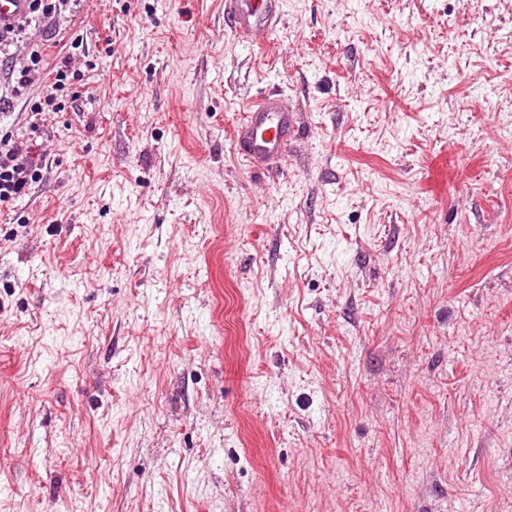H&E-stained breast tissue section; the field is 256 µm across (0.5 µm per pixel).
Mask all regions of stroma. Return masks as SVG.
Wrapping results in <instances>:
<instances>
[{"label": "stroma", "instance_id": "35a3bbf8", "mask_svg": "<svg viewBox=\"0 0 512 512\" xmlns=\"http://www.w3.org/2000/svg\"><path fill=\"white\" fill-rule=\"evenodd\" d=\"M0 211V512H512V0H83ZM278 94L301 135L238 154ZM279 0H225L224 19L245 41L268 39L280 21ZM299 134L297 113L276 93L254 102L235 130L234 140L243 159L254 170H265ZM41 144L11 131L0 135V209L9 208L37 180L45 161Z\"/></svg>", "mask_w": 512, "mask_h": 512}]
</instances>
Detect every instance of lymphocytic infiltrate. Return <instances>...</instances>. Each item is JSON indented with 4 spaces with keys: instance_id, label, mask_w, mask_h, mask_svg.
<instances>
[{
    "instance_id": "1",
    "label": "lymphocytic infiltrate",
    "mask_w": 512,
    "mask_h": 512,
    "mask_svg": "<svg viewBox=\"0 0 512 512\" xmlns=\"http://www.w3.org/2000/svg\"><path fill=\"white\" fill-rule=\"evenodd\" d=\"M81 0H26L25 11L0 25V64L14 92L35 90L27 105L30 137L13 132L0 135V209L26 194L43 168L41 152L32 134L46 113L62 112L60 99L68 76L77 75L76 57L60 44L65 17L80 8Z\"/></svg>"
}]
</instances>
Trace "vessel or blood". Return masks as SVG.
<instances>
[{"instance_id": "1", "label": "vessel or blood", "mask_w": 512, "mask_h": 512, "mask_svg": "<svg viewBox=\"0 0 512 512\" xmlns=\"http://www.w3.org/2000/svg\"><path fill=\"white\" fill-rule=\"evenodd\" d=\"M280 0H224V19L245 41L268 38L280 20ZM299 133L296 112L270 93L254 102L235 130L243 159L256 170L267 169Z\"/></svg>"}]
</instances>
